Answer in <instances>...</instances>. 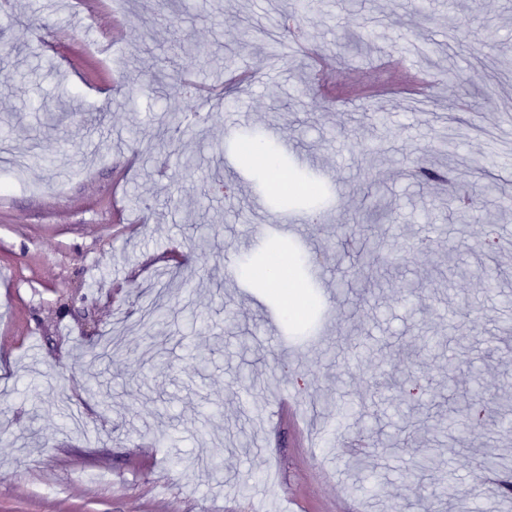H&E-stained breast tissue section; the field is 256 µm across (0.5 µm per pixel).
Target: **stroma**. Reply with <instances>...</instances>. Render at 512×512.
<instances>
[{
    "label": "stroma",
    "instance_id": "35a3bbf8",
    "mask_svg": "<svg viewBox=\"0 0 512 512\" xmlns=\"http://www.w3.org/2000/svg\"><path fill=\"white\" fill-rule=\"evenodd\" d=\"M286 5L99 0L88 18L77 0L0 8V134L23 159L0 171V512H394L415 496L430 512H512L500 487L469 493L483 454L512 474V430L449 421L443 404L452 387L512 397V245L489 233L512 225V0H320L290 19L306 52L266 36ZM386 51L416 60L419 86L383 66ZM241 71L238 124L210 112L161 166L154 132L180 83L207 90ZM251 136L277 145L292 180L315 183L314 207H288L299 230L269 226L282 193L243 163ZM422 167L455 177L424 185ZM462 183L484 195L465 219ZM366 207L391 260L368 282L339 242ZM313 208L324 222H307ZM195 224L215 225L229 262L202 264ZM282 250L324 298L300 323L253 274ZM452 259L472 276L448 278ZM489 265L502 271L494 288L479 274ZM159 267L196 289L163 294L155 349L136 322ZM189 300L204 323L187 322ZM230 314L248 343L226 332ZM109 330L107 367L91 354ZM439 336L446 349L428 354ZM290 398L270 427L266 408ZM371 415L435 449L434 479L460 491L453 505L435 503L412 454L371 444L384 486L372 491L348 449Z\"/></svg>",
    "mask_w": 512,
    "mask_h": 512
}]
</instances>
